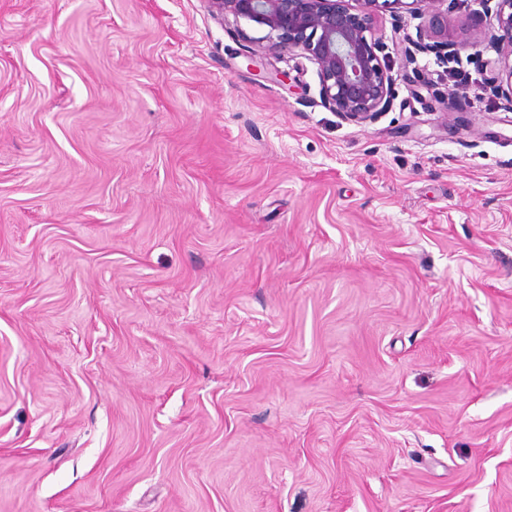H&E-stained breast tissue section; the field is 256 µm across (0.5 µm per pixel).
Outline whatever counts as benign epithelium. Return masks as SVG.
Listing matches in <instances>:
<instances>
[{
    "instance_id": "7a95c632",
    "label": "benign epithelium",
    "mask_w": 512,
    "mask_h": 512,
    "mask_svg": "<svg viewBox=\"0 0 512 512\" xmlns=\"http://www.w3.org/2000/svg\"><path fill=\"white\" fill-rule=\"evenodd\" d=\"M208 0L217 19L232 17L236 32L248 40L245 57L254 68L267 53L288 52L316 66L322 103L343 120L373 122L392 103V75L377 54L372 37L371 8L377 0ZM442 0H412L407 13L426 23L417 26L413 48L421 53H448L447 21L437 4ZM264 31L249 37L240 22ZM497 30L512 49V0H497Z\"/></svg>"
}]
</instances>
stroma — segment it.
Instances as JSON below:
<instances>
[{
  "instance_id": "1",
  "label": "stroma",
  "mask_w": 512,
  "mask_h": 512,
  "mask_svg": "<svg viewBox=\"0 0 512 512\" xmlns=\"http://www.w3.org/2000/svg\"><path fill=\"white\" fill-rule=\"evenodd\" d=\"M447 9L409 57L378 0L359 126L207 0H0V512H512V104Z\"/></svg>"
}]
</instances>
